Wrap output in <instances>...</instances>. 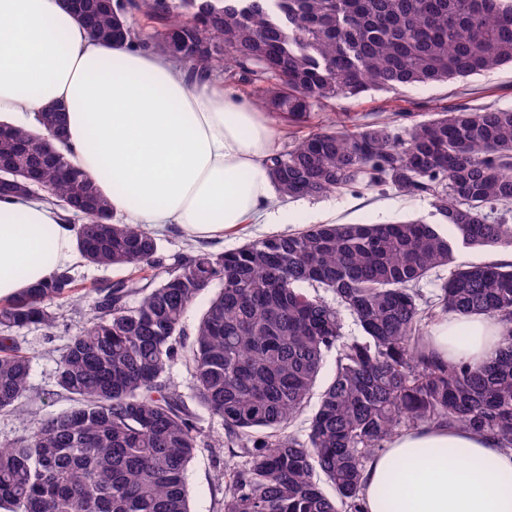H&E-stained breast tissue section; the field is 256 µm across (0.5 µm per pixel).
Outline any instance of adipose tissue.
Wrapping results in <instances>:
<instances>
[{
    "label": "adipose tissue",
    "mask_w": 512,
    "mask_h": 512,
    "mask_svg": "<svg viewBox=\"0 0 512 512\" xmlns=\"http://www.w3.org/2000/svg\"><path fill=\"white\" fill-rule=\"evenodd\" d=\"M52 103L73 161L123 223L197 241L276 220L266 160L277 135L256 104L188 79L166 56L102 44L62 0H0V119L23 126ZM68 218L31 197L0 199V301L73 260ZM502 332L492 319H443L428 342L446 359L489 362ZM364 483L365 512H512V449L423 426L376 453Z\"/></svg>",
    "instance_id": "ef3b65f1"
}]
</instances>
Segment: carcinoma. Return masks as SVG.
I'll list each match as a JSON object with an SVG mask.
<instances>
[{
    "label": "carcinoma",
    "instance_id": "obj_1",
    "mask_svg": "<svg viewBox=\"0 0 512 512\" xmlns=\"http://www.w3.org/2000/svg\"><path fill=\"white\" fill-rule=\"evenodd\" d=\"M139 18L162 24L163 52L170 38L207 47L199 80L216 63L231 78L242 69L258 106L292 125L341 96L512 64V0H88L78 21L144 46ZM62 112L50 106L29 127L0 123V179L15 185L0 196L27 194L33 174L64 209L85 201L77 251L128 275L87 287L99 299L57 371L72 405L0 445V512H190L186 474L199 442L169 379L180 357L245 457L225 471L224 512H364L367 462L420 426H459L512 448V262L456 263L462 247L512 248V224L489 216L512 204V109L460 106L398 131L389 116L330 124L267 160L284 201L390 186L429 198L435 224H313L171 264L154 235L114 219L72 163L52 135ZM431 278L437 292L425 297ZM215 283L186 347L189 307ZM78 290L63 269L0 305L1 413L19 410L30 390V357L13 333L52 326ZM342 308L361 335L344 334ZM444 317L496 319L499 356L437 357L427 334ZM331 354L302 434L295 422Z\"/></svg>",
    "mask_w": 512,
    "mask_h": 512
}]
</instances>
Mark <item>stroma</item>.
Returning <instances> with one entry per match:
<instances>
[{"instance_id":"35a3bbf8","label":"stroma","mask_w":512,"mask_h":512,"mask_svg":"<svg viewBox=\"0 0 512 512\" xmlns=\"http://www.w3.org/2000/svg\"><path fill=\"white\" fill-rule=\"evenodd\" d=\"M479 107L493 105L512 108V67L469 77L454 83L409 85L395 90H371L357 97L341 98L315 106L305 123L286 126L278 115L270 120L279 132V148L291 146L299 138L331 121L367 123L380 112L394 116L395 127L431 119L433 113L454 105ZM279 223L273 233L326 223H394L409 219L435 222L429 200L408 195L393 188L358 189L343 194L330 193L316 198H296L283 202ZM257 226L247 231L225 233L223 239L194 244L180 230L171 228L158 233L157 242L163 255L172 256L202 247L213 252L238 248L246 240L262 238ZM93 305L92 297L65 308L54 327L31 326L16 334V341L31 358V398L25 400L20 413H0V444L28 434L35 423L65 410L69 402L56 385V367L70 336L80 327ZM170 376L189 408L194 412L202 432L201 444L189 465L186 476L191 512H224V466L234 457L224 444V424L201 406L194 396L188 362L177 361Z\"/></svg>"}]
</instances>
